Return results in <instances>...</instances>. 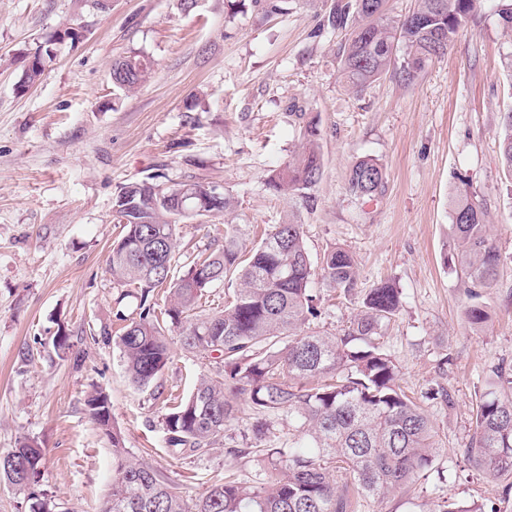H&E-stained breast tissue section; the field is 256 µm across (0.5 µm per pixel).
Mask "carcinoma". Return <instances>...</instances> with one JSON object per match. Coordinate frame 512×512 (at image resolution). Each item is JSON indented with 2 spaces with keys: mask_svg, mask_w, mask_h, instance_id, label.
<instances>
[{
  "mask_svg": "<svg viewBox=\"0 0 512 512\" xmlns=\"http://www.w3.org/2000/svg\"><path fill=\"white\" fill-rule=\"evenodd\" d=\"M482 0H417L414 11L397 18L389 0H334L327 20L349 30L342 46L340 80L345 88L364 87L399 70L411 81L424 67L445 55L459 28L481 7ZM496 14L512 33V0H498ZM79 29L67 27L25 53L28 67L19 88L37 83L55 59L49 51L64 39L75 41ZM149 74L137 55L112 64L113 84L135 90ZM301 145L291 158L270 170L266 185L279 196L310 202L307 190L322 176L323 156L317 124L303 126ZM499 155L512 181V110L504 113ZM386 171L370 157L356 161L348 175L350 194L371 199L384 188ZM206 180L193 178L167 187L183 191L186 202L202 217H216L233 207L231 197L205 191ZM157 177L127 183L113 198L121 235L107 258L112 281L141 290L139 314L127 318L119 336L127 377L145 388L155 383L171 359L166 325L147 304L149 292L170 289L164 310L171 325L182 329L183 349L203 358L216 357L217 369L200 375L191 394L173 398L163 418L167 447L176 453L224 450L235 461L243 448L224 447V433L238 412L239 401L254 416V439L269 446L268 471L261 481L228 475L203 494L190 497L166 481L157 469L128 456L112 433V487L100 512H357V499L381 500L397 489H428L440 451L438 432L422 407L397 385V367L380 345L385 322L402 306L401 291L385 282L370 289L360 313L341 336L319 330V298L312 285L351 293L358 286L357 263L339 247L313 265L303 225L293 214L274 224L262 240L245 251L232 228L224 245L193 258L186 272L171 280L162 267L179 254L178 224L172 206L157 199ZM454 229L451 261L465 278L472 296L492 288L502 263L489 231L488 212L461 183L448 198ZM237 288L224 309L196 314L198 302L216 282ZM474 326L487 322L486 307L465 310ZM90 415L108 425L111 401L95 389L87 395ZM288 417V442L272 445L267 417ZM468 459L483 476L512 475V378L503 373L488 382L479 397L475 432ZM43 455L22 441L0 456V481L31 501V512H70L39 488ZM432 512H484L475 503L436 500Z\"/></svg>",
  "mask_w": 512,
  "mask_h": 512,
  "instance_id": "1",
  "label": "carcinoma"
}]
</instances>
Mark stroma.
Masks as SVG:
<instances>
[{
    "label": "stroma",
    "mask_w": 512,
    "mask_h": 512,
    "mask_svg": "<svg viewBox=\"0 0 512 512\" xmlns=\"http://www.w3.org/2000/svg\"><path fill=\"white\" fill-rule=\"evenodd\" d=\"M333 0H284L265 15L252 0H0V453L29 440L43 450L42 489L99 512L112 484V437L186 494L224 476L262 475L252 447L251 410L240 406L225 447L248 448L231 462L221 451L179 455L167 448L162 419L169 395H189L207 359L180 347L156 384L133 386L118 346L117 312L136 316L139 289L113 283L107 258L121 228L119 186L162 174L173 185L196 177L234 199L225 216L179 226L180 277L198 252L221 248L232 225L244 248L264 228L296 213L312 260L342 247L358 262L359 286L344 296L318 288L321 329L343 334L369 288L388 282L402 306L381 331L399 383L420 398L439 431V495L512 512L502 490L465 459L478 396L497 371L512 375V183L498 141L512 109V36L484 0L447 54L411 82L383 78L361 92L342 88L343 31L327 27ZM82 37L59 46L41 80L17 83L23 51L59 29ZM138 55L150 74L127 93L112 83L114 59ZM320 130L323 174L313 206L272 194L266 176L300 146L304 122ZM371 156L386 168L382 192L347 190L351 166ZM467 183L482 203L503 262L480 301L488 321L472 327L461 273L444 256L452 246L448 196ZM64 329L70 348L54 349ZM445 386L455 402L429 398ZM109 394L102 428L89 415L92 389Z\"/></svg>",
    "instance_id": "obj_1"
}]
</instances>
